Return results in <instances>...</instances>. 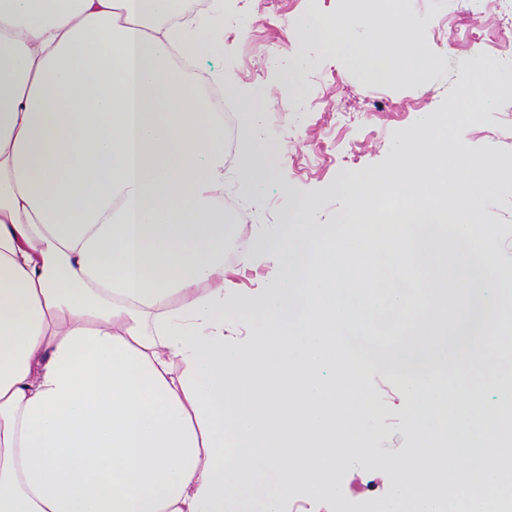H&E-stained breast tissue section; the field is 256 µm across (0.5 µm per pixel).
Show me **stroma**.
Wrapping results in <instances>:
<instances>
[{
    "label": "stroma",
    "instance_id": "obj_1",
    "mask_svg": "<svg viewBox=\"0 0 512 512\" xmlns=\"http://www.w3.org/2000/svg\"><path fill=\"white\" fill-rule=\"evenodd\" d=\"M282 5L275 15L258 12L257 0H233L244 25L225 33L201 63L211 72L231 71L241 93L264 108L268 140L287 149L276 162L274 184L250 209L253 224L279 223L298 198L316 201L315 223H338L347 207L345 196L336 190L343 176L382 169L420 112L444 115L457 108V95L472 77L471 32L488 34L480 46L485 58L512 74V48L491 37L499 15L512 14V0H409L412 17L424 24L426 45L440 60L420 86L372 78L350 62H336L319 44L294 38L299 18L320 9L335 10V0H283ZM289 67L300 70L296 93L266 107L268 93L281 84L282 71ZM489 94L492 106L457 134L475 157L494 154L505 166L500 192L482 211L483 222L494 225L497 234L481 243L480 250L512 266V96L494 88ZM299 97L318 103V111H295ZM283 181L289 192H281ZM375 394L377 411L371 425L379 436L369 455L343 468L336 485L340 512H352L378 460L403 454L411 444L397 375L377 373Z\"/></svg>",
    "mask_w": 512,
    "mask_h": 512
}]
</instances>
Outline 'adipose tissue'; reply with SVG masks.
<instances>
[{"label":"adipose tissue","instance_id":"ef3b65f1","mask_svg":"<svg viewBox=\"0 0 512 512\" xmlns=\"http://www.w3.org/2000/svg\"><path fill=\"white\" fill-rule=\"evenodd\" d=\"M363 72L420 82L438 59L389 0L295 28ZM224 0H0V512H288L330 505L372 446L368 369L400 375L414 452L380 512H512V375L495 368L512 269L479 256L502 186L420 113L348 208L296 200L235 264L224 124L197 78ZM236 181L274 180L240 97ZM407 205L380 224L384 199ZM455 367L458 377L442 382Z\"/></svg>","mask_w":512,"mask_h":512}]
</instances>
